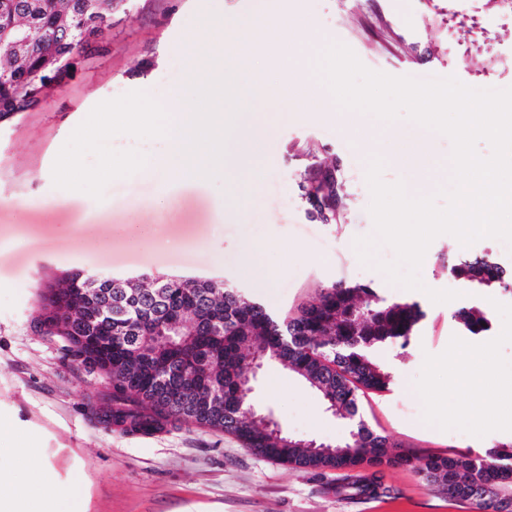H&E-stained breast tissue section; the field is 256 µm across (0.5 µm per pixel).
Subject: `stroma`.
<instances>
[{"mask_svg":"<svg viewBox=\"0 0 512 512\" xmlns=\"http://www.w3.org/2000/svg\"><path fill=\"white\" fill-rule=\"evenodd\" d=\"M269 2L296 26L292 52L322 38L348 45L367 68L392 76L430 69L469 86L512 87V70L493 63L498 52H512V22L498 17L493 0ZM252 8L253 0H120L111 27L75 56L66 82L0 123V417L13 426L10 446L33 448L26 463L0 454V472L19 488L41 489L45 512H477L448 503L407 466L383 467L391 498L352 499L331 490L335 474L257 456L220 431L182 424L141 436L109 427L96 415L112 390L109 379L40 329L43 285L73 270L212 276L282 317L339 281L374 285L389 298L407 294L363 265L354 247L355 238L374 230L370 158H385L388 183L405 180L402 162L387 159L377 130L353 135L316 112L304 93L288 118L266 115L273 130L257 162L267 173L247 195L220 175L161 185L132 174L113 180L110 194L94 201L54 186L58 152L95 105L135 90L168 98L184 84L187 35L206 20L219 33ZM316 160L336 166L342 214L335 224L313 221L302 196L301 175ZM228 209L233 219H225ZM141 224L162 225L174 248L157 249L121 231ZM253 249L263 265L279 269L277 280L243 269L240 256ZM467 250L512 266L500 240L484 238ZM467 250L449 235L432 242L420 277L426 287L458 297L436 304L424 291L410 293L426 317L409 347L379 352L393 376L390 389L360 402L359 419L396 452L460 455L512 444V420L472 422L489 400L486 382L501 401L512 398V380L497 375L512 366V287L479 295L454 278L448 268ZM472 305L491 319L487 336L461 332L452 318ZM253 399L296 437L335 445L354 427L275 363L259 373Z\"/></svg>","mask_w":512,"mask_h":512,"instance_id":"stroma-1","label":"stroma"}]
</instances>
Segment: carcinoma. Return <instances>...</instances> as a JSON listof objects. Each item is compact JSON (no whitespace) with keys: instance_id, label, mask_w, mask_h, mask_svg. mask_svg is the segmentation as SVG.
Returning <instances> with one entry per match:
<instances>
[{"instance_id":"cac0c4a2","label":"carcinoma","mask_w":512,"mask_h":512,"mask_svg":"<svg viewBox=\"0 0 512 512\" xmlns=\"http://www.w3.org/2000/svg\"><path fill=\"white\" fill-rule=\"evenodd\" d=\"M87 0H0L40 32L21 56L0 52V122L40 103L47 94L15 87L24 74L41 68L53 53L63 66L54 77L69 76V60L112 25V13L87 12ZM300 187L312 219L335 224L340 218L336 166L315 161ZM451 274L479 293L512 283V269L485 255H468ZM84 276L71 271L47 284L42 305L44 335L70 344L71 355L105 372L112 358V392L97 415L128 432L160 431L169 424H195L236 437L256 454L323 476L384 463L410 465L426 484L454 502H474L483 512H512V445L482 454L388 455L386 438L364 422L342 444L320 453L307 441L276 434L257 417L251 392L242 378L257 355L285 365L322 397L338 418L357 415L361 397L389 390L393 376L376 354L384 347L410 344L425 317L409 297L387 298L369 284L332 283L298 312L279 318L239 289L214 277L143 274L122 278L125 294L98 278V288L76 303L73 289ZM96 314L100 328L112 321V354L91 347L82 317ZM452 318L470 335L482 337L491 321L478 306L457 310ZM336 493L367 500L383 499L391 487L375 471L335 484Z\"/></svg>"}]
</instances>
